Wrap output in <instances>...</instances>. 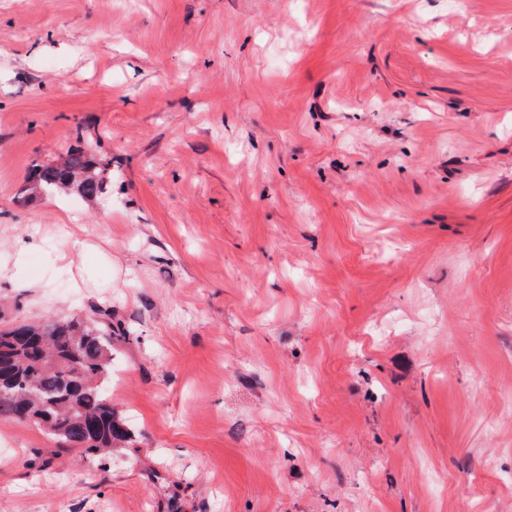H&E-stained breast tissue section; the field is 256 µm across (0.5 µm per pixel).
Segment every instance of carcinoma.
Listing matches in <instances>:
<instances>
[{
    "instance_id": "cac0c4a2",
    "label": "carcinoma",
    "mask_w": 512,
    "mask_h": 512,
    "mask_svg": "<svg viewBox=\"0 0 512 512\" xmlns=\"http://www.w3.org/2000/svg\"><path fill=\"white\" fill-rule=\"evenodd\" d=\"M106 166L81 146L28 176L26 191L56 190L91 199L106 188ZM112 373V330L80 319L0 329V421L31 423L91 455L131 441L98 380Z\"/></svg>"
}]
</instances>
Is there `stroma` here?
I'll list each match as a JSON object with an SVG mask.
<instances>
[{
	"instance_id": "1",
	"label": "stroma",
	"mask_w": 512,
	"mask_h": 512,
	"mask_svg": "<svg viewBox=\"0 0 512 512\" xmlns=\"http://www.w3.org/2000/svg\"><path fill=\"white\" fill-rule=\"evenodd\" d=\"M79 141L106 193L28 197ZM48 317L133 439L0 422V512H512V0H0V327Z\"/></svg>"
}]
</instances>
